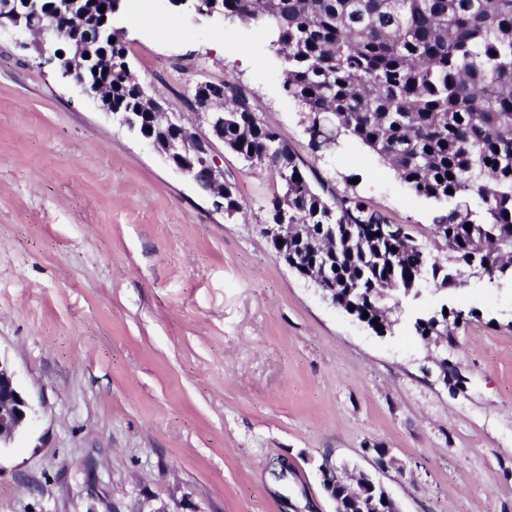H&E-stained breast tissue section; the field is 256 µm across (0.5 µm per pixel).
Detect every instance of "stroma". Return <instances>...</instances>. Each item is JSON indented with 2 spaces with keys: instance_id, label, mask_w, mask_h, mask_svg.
Instances as JSON below:
<instances>
[{
  "instance_id": "35a3bbf8",
  "label": "stroma",
  "mask_w": 512,
  "mask_h": 512,
  "mask_svg": "<svg viewBox=\"0 0 512 512\" xmlns=\"http://www.w3.org/2000/svg\"><path fill=\"white\" fill-rule=\"evenodd\" d=\"M114 23L169 111L198 80L236 83L337 194L431 224L436 204L358 144L312 150L256 27L168 0ZM212 150L243 204L231 217L0 33V359L36 409L0 450V512H334L327 457L400 512H512V278L399 296L377 335L271 247L279 178ZM444 304L480 314L450 347L413 333Z\"/></svg>"
}]
</instances>
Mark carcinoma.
Listing matches in <instances>:
<instances>
[{"label":"carcinoma","mask_w":512,"mask_h":512,"mask_svg":"<svg viewBox=\"0 0 512 512\" xmlns=\"http://www.w3.org/2000/svg\"><path fill=\"white\" fill-rule=\"evenodd\" d=\"M215 14L271 28L283 88L320 137L313 151L356 141L438 206L430 233L444 229L442 257L409 224L374 235L372 226L389 224L385 215L357 195L336 194L276 129L255 124L242 87L224 91L232 100L224 146L283 183L271 219L286 210L305 234L286 250L308 263L332 242L322 256L338 270L325 287L354 306L347 313L385 334L392 290L446 292L465 283L463 266L491 279L512 276V0H222ZM112 37V59L98 55L84 70L86 89L105 84L112 101L101 106L146 112L124 35ZM475 317L472 309L441 310L416 318L414 334L452 337ZM336 495L353 502L350 512H392L377 507L381 490L357 475L340 473Z\"/></svg>","instance_id":"obj_1"}]
</instances>
